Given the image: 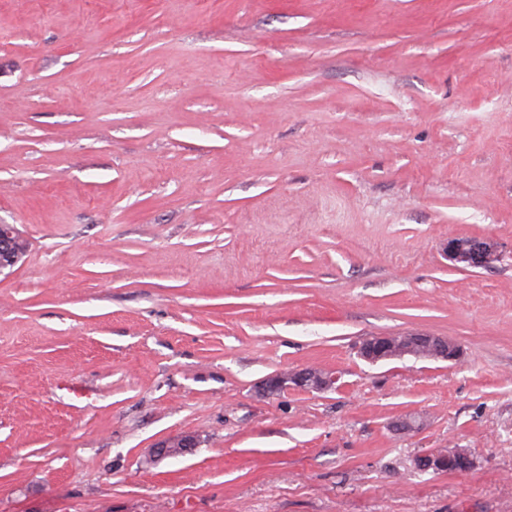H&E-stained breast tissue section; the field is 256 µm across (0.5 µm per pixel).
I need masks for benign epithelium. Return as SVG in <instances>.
Masks as SVG:
<instances>
[{
	"label": "benign epithelium",
	"instance_id": "obj_1",
	"mask_svg": "<svg viewBox=\"0 0 512 512\" xmlns=\"http://www.w3.org/2000/svg\"><path fill=\"white\" fill-rule=\"evenodd\" d=\"M19 230L14 224L0 223V273L14 267L19 256L13 250ZM448 258L465 264L469 268L481 269L490 265L495 257V247L489 240L473 237L464 242L457 238L448 239ZM426 354L434 359L454 361L460 349L448 345V339L441 336L407 333L401 335L373 336L366 339L361 347V356L373 363L402 358L406 355ZM337 377L319 368H306L293 373H283L266 379L261 385L262 393L276 394L295 385L314 391H326L336 387ZM198 440L190 435L174 440H162L156 444V456L160 458L176 456L197 445ZM449 463L448 449L443 448L421 455L416 459V467L428 471H443Z\"/></svg>",
	"mask_w": 512,
	"mask_h": 512
}]
</instances>
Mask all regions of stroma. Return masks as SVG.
Here are the masks:
<instances>
[{"mask_svg":"<svg viewBox=\"0 0 512 512\" xmlns=\"http://www.w3.org/2000/svg\"><path fill=\"white\" fill-rule=\"evenodd\" d=\"M0 222V512H512V0H0ZM19 233L16 225L0 223V275L3 270L13 268L19 262V257L21 261L27 253L28 244L22 237L17 239ZM14 242L19 256L13 250ZM447 251L450 260L465 263L467 267L473 269L488 267L496 252L494 244L481 237H472L466 242L459 238H451ZM422 353L432 359L454 361L459 357L460 349L448 346V339L444 337L420 333L373 336L360 347L361 356L373 363ZM337 377L319 368H306L293 373H283L266 379L261 385L263 394L271 395L288 389L290 384L314 391L336 388ZM198 440L194 436L186 435L179 439L162 440L156 444V457L164 458L184 453L188 448H194Z\"/></svg>","mask_w":512,"mask_h":512,"instance_id":"obj_1","label":"stroma"}]
</instances>
